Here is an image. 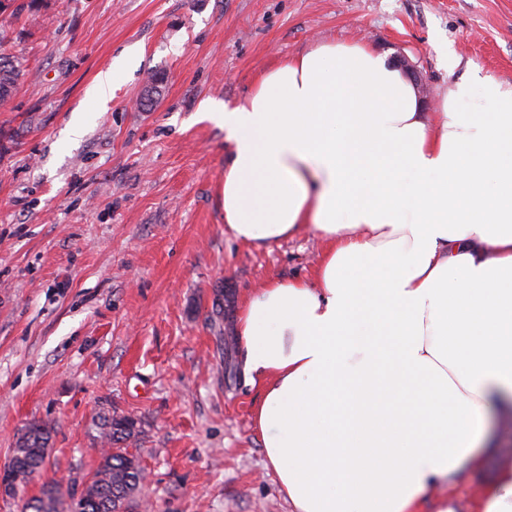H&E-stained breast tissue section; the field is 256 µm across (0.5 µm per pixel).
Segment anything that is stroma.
Here are the masks:
<instances>
[{
    "label": "stroma",
    "mask_w": 512,
    "mask_h": 512,
    "mask_svg": "<svg viewBox=\"0 0 512 512\" xmlns=\"http://www.w3.org/2000/svg\"><path fill=\"white\" fill-rule=\"evenodd\" d=\"M0 12L24 74L0 111V466L26 423L52 429L43 479L81 491L99 414L136 419V512H292L267 465L234 330L272 277L313 279L305 233L255 247L224 223V129L261 73L321 42L405 54L425 111L464 74L442 48L512 83V0H15ZM113 73L106 102L89 89ZM159 96L142 105L151 75ZM81 135L69 129L78 116ZM226 294L227 333L213 312ZM490 470L424 499L471 512Z\"/></svg>",
    "instance_id": "35a3bbf8"
}]
</instances>
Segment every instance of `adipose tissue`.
I'll list each match as a JSON object with an SVG mask.
<instances>
[{"label": "adipose tissue", "instance_id": "adipose-tissue-1", "mask_svg": "<svg viewBox=\"0 0 512 512\" xmlns=\"http://www.w3.org/2000/svg\"><path fill=\"white\" fill-rule=\"evenodd\" d=\"M444 60L469 74L435 120L364 43L316 44L244 103L203 106L230 146L235 238L325 245L315 282L268 279L236 326L294 512H417L483 467L487 409L512 415V84ZM475 512H512V459Z\"/></svg>", "mask_w": 512, "mask_h": 512}]
</instances>
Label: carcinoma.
Wrapping results in <instances>:
<instances>
[{
	"instance_id": "obj_1",
	"label": "carcinoma",
	"mask_w": 512,
	"mask_h": 512,
	"mask_svg": "<svg viewBox=\"0 0 512 512\" xmlns=\"http://www.w3.org/2000/svg\"><path fill=\"white\" fill-rule=\"evenodd\" d=\"M22 75V64L16 57L0 55L1 109L9 104ZM98 430L105 448L93 480L76 501L74 512H119L123 507L130 510L144 480L138 458L127 452V443L136 434V423L130 417L108 413L100 417ZM50 438L48 425L36 420L28 422L8 461L11 469L39 477L44 457L36 449L49 447ZM16 497L20 512H58L60 485L54 480L45 481L39 494L32 497L26 496L22 485Z\"/></svg>"
}]
</instances>
